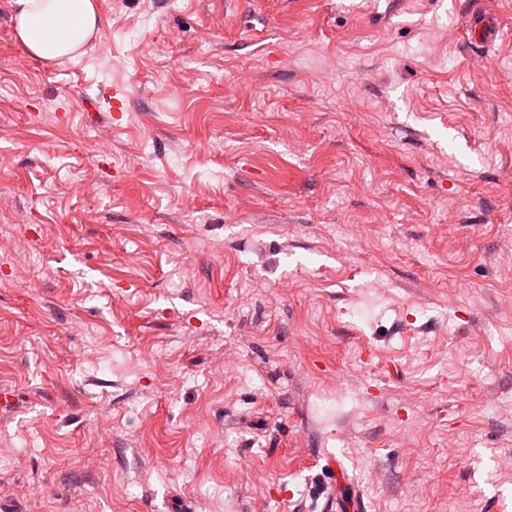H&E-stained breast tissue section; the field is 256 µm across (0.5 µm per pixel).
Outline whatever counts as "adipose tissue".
Wrapping results in <instances>:
<instances>
[{
  "label": "adipose tissue",
  "mask_w": 512,
  "mask_h": 512,
  "mask_svg": "<svg viewBox=\"0 0 512 512\" xmlns=\"http://www.w3.org/2000/svg\"><path fill=\"white\" fill-rule=\"evenodd\" d=\"M11 5L18 42L42 61L74 56L100 31L99 0H11Z\"/></svg>",
  "instance_id": "ef3b65f1"
}]
</instances>
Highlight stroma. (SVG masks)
<instances>
[{
	"label": "stroma",
	"instance_id": "obj_1",
	"mask_svg": "<svg viewBox=\"0 0 512 512\" xmlns=\"http://www.w3.org/2000/svg\"><path fill=\"white\" fill-rule=\"evenodd\" d=\"M9 2L0 505L512 512V0ZM11 5L18 42L42 61L75 57L100 32L99 0H11ZM469 36L467 42L473 51L490 45L501 29V20L497 13L490 9L487 2L479 3L466 19Z\"/></svg>",
	"mask_w": 512,
	"mask_h": 512
}]
</instances>
